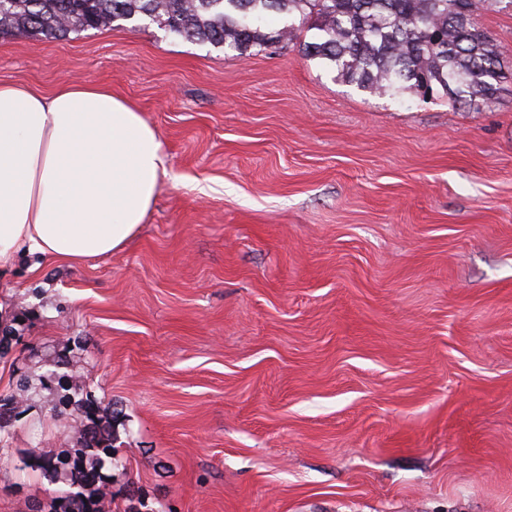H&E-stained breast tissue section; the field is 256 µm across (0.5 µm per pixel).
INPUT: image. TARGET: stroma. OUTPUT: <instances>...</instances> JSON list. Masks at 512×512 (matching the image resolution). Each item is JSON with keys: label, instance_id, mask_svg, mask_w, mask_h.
I'll return each mask as SVG.
<instances>
[{"label": "stroma", "instance_id": "35a3bbf8", "mask_svg": "<svg viewBox=\"0 0 512 512\" xmlns=\"http://www.w3.org/2000/svg\"><path fill=\"white\" fill-rule=\"evenodd\" d=\"M476 23L512 70V8ZM0 82L110 88L168 170L123 249L0 269V512L79 440L20 386L57 353L143 512H512V83L455 111L154 26L0 37Z\"/></svg>", "mask_w": 512, "mask_h": 512}]
</instances>
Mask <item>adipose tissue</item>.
<instances>
[{"instance_id": "ef3b65f1", "label": "adipose tissue", "mask_w": 512, "mask_h": 512, "mask_svg": "<svg viewBox=\"0 0 512 512\" xmlns=\"http://www.w3.org/2000/svg\"><path fill=\"white\" fill-rule=\"evenodd\" d=\"M166 163L153 126L107 87L0 83V268L23 252L79 263L122 249Z\"/></svg>"}]
</instances>
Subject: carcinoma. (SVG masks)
<instances>
[{
    "mask_svg": "<svg viewBox=\"0 0 512 512\" xmlns=\"http://www.w3.org/2000/svg\"><path fill=\"white\" fill-rule=\"evenodd\" d=\"M491 0H0V36L26 34L46 42L72 33L155 24L166 34L240 56H256L277 40L319 60L342 82L371 96L410 92L444 98L454 109L481 111L497 100L512 71L501 65L494 40L473 16ZM315 40H300L303 29ZM44 388L67 379L66 406L95 418L98 406L83 382L66 377V357L49 359ZM113 432L98 423L83 429L73 456L51 453L37 469L70 482L61 503L28 512H102L109 483L101 470L112 461Z\"/></svg>",
    "mask_w": 512,
    "mask_h": 512,
    "instance_id": "carcinoma-1",
    "label": "carcinoma"
}]
</instances>
